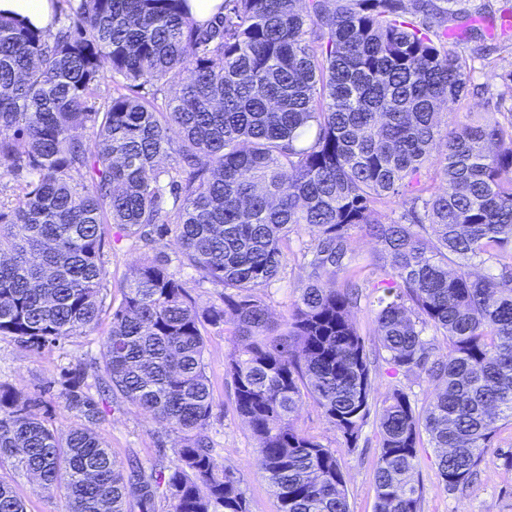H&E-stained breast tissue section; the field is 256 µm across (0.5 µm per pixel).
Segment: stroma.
I'll return each instance as SVG.
<instances>
[{
    "instance_id": "stroma-1",
    "label": "stroma",
    "mask_w": 512,
    "mask_h": 512,
    "mask_svg": "<svg viewBox=\"0 0 512 512\" xmlns=\"http://www.w3.org/2000/svg\"><path fill=\"white\" fill-rule=\"evenodd\" d=\"M480 6L467 26L456 28L448 40L451 50L466 56L472 86L485 87L486 96L463 98L450 104L451 118L466 121L468 113L485 112L498 118L496 101L512 103V88L504 78L512 70V32L502 33L500 19L512 0H470ZM312 243L308 229L291 234L286 262L278 277L262 289L272 319H286L299 294L303 280L304 255ZM353 254L364 270L359 277L363 285L361 301L354 310L359 334L367 350L377 349L375 311L372 302L380 293L383 278L380 265L373 257L379 247L364 232L353 231L350 238ZM169 270L185 281L199 308L219 300L220 286L198 280L194 271L182 265L174 243H167ZM135 238L117 225H110L105 252L107 282L104 293L111 304L121 300L120 286L129 268L147 255ZM110 315H103L91 331L51 343L41 348L26 347L10 336H0V384L10 386L32 401V411L47 420L60 433L84 424L80 411L71 408L62 378L75 380L79 392L95 400L100 409L93 431L111 448L120 464L137 462L173 470L180 437L159 425L151 416L122 399L103 394L104 342L110 329ZM206 373L212 389V414L207 436L218 459L237 472L249 500L250 512H279V504L257 464V443L248 426L234 409V385L226 371V362L234 349L228 330L205 326ZM295 424L299 430L315 437L334 451L345 476L350 512H375L376 488L373 479L379 448V421L369 417L355 447H348L340 431L328 423L313 401L300 406ZM0 478L9 481L24 501L26 512H67L68 502L58 487L42 488L31 475L0 465ZM413 484L419 488L420 512H512V421L501 422L491 448H488L473 482L458 489H447L437 467V451L423 446Z\"/></svg>"
}]
</instances>
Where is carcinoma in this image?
I'll return each mask as SVG.
<instances>
[{"label":"carcinoma","instance_id":"obj_1","mask_svg":"<svg viewBox=\"0 0 512 512\" xmlns=\"http://www.w3.org/2000/svg\"><path fill=\"white\" fill-rule=\"evenodd\" d=\"M462 2L223 0L199 23L188 0H55L54 33L0 16V166L21 180L16 202H0V335L40 346L95 327L106 225L122 226L153 255L112 309L106 387L182 434L170 474L127 471L88 426L61 437L0 384V462L62 485L68 512H154L162 486L171 512H249L206 434L202 328L229 325L235 410L279 512H350L335 453L295 416L313 400L350 447L370 417L349 275L358 228L390 258L377 357L435 383L423 407L400 382L382 401L376 512H419L410 476L425 439L445 487L469 485L512 421V119L448 121L433 154L442 107L468 91L447 45L448 24L472 16ZM106 64L112 91L97 107ZM89 125L91 142L76 135ZM428 162L436 191L420 180ZM407 193L400 218L377 219ZM303 226L315 244L281 331L257 290ZM170 233L180 262L224 288L220 303L199 308L168 271ZM430 330L446 359L431 358ZM69 403L99 418L79 392ZM0 512H26L3 480Z\"/></svg>","mask_w":512,"mask_h":512}]
</instances>
